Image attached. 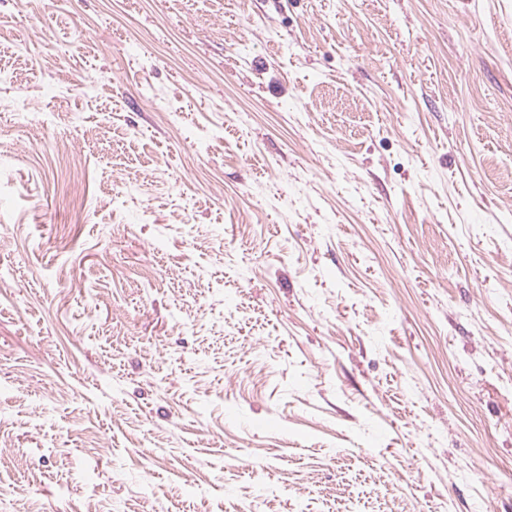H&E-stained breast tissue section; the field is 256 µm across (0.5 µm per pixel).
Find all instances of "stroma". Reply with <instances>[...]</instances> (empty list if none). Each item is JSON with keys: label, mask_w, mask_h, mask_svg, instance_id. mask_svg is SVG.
I'll list each match as a JSON object with an SVG mask.
<instances>
[{"label": "stroma", "mask_w": 512, "mask_h": 512, "mask_svg": "<svg viewBox=\"0 0 512 512\" xmlns=\"http://www.w3.org/2000/svg\"><path fill=\"white\" fill-rule=\"evenodd\" d=\"M0 25V512H512V0Z\"/></svg>", "instance_id": "1"}]
</instances>
